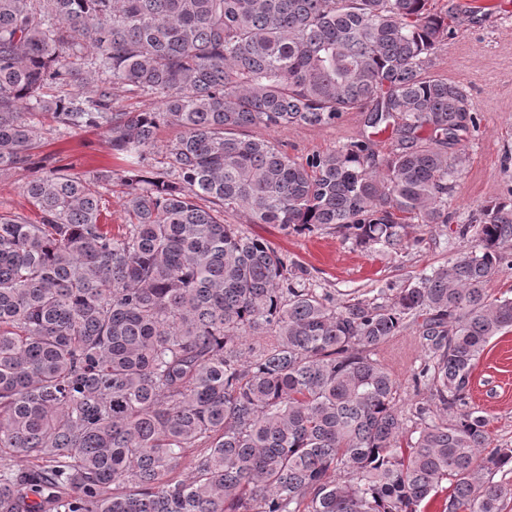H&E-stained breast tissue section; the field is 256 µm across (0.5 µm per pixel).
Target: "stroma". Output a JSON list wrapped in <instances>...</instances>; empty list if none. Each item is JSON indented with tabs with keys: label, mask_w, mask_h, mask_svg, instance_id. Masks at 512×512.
Segmentation results:
<instances>
[{
	"label": "stroma",
	"mask_w": 512,
	"mask_h": 512,
	"mask_svg": "<svg viewBox=\"0 0 512 512\" xmlns=\"http://www.w3.org/2000/svg\"><path fill=\"white\" fill-rule=\"evenodd\" d=\"M471 1L435 0L436 9H452L457 19L447 43L428 63L431 74L466 89L478 117L476 128L469 130L463 143L468 162L448 198L451 224L420 231L418 244L394 253L362 251L326 232L287 235L267 224L250 223L239 212H225V222L268 239L288 260L310 269L312 287L340 301L376 296L380 289L431 272L471 251L474 239L459 236L457 225L468 223L488 202L512 197V0H475L488 7L485 15L467 14L465 8ZM254 133L300 161L357 140H369L381 155L395 143L394 133L368 127L360 112L344 114L333 126L258 127ZM41 151L72 173L122 168L103 134L95 130L62 131L42 126ZM375 357L397 381L398 406L409 408L417 400L411 374L423 360L418 336L406 331L376 350ZM470 401L490 413L493 447L511 448L512 331L487 345L472 374Z\"/></svg>",
	"instance_id": "stroma-1"
}]
</instances>
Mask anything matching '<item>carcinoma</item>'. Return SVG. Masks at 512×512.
Wrapping results in <instances>:
<instances>
[{
  "label": "carcinoma",
  "mask_w": 512,
  "mask_h": 512,
  "mask_svg": "<svg viewBox=\"0 0 512 512\" xmlns=\"http://www.w3.org/2000/svg\"><path fill=\"white\" fill-rule=\"evenodd\" d=\"M432 2L0 0V176L29 173L37 214L0 213V512H422L445 481L442 512H504L512 448L485 452L490 418L467 396L512 330V297L489 292L512 267V199L460 227L476 250L377 301L318 292L224 223L397 252L449 222L468 156L448 148L476 121L427 70L451 35ZM118 87L158 107L129 112ZM347 112L392 129L391 151L300 163L236 134ZM35 116L100 130L132 164L160 125L182 133L166 168L118 177L114 227L112 171L46 170ZM410 325L425 358L405 412L373 352Z\"/></svg>",
  "instance_id": "obj_1"
}]
</instances>
